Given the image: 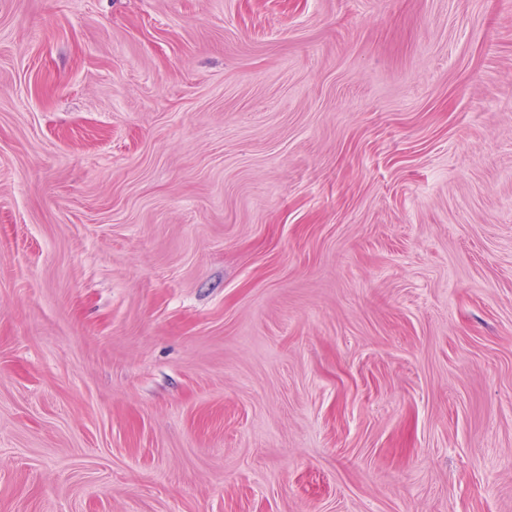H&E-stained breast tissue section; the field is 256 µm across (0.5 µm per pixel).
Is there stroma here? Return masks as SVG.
Segmentation results:
<instances>
[{
  "label": "stroma",
  "mask_w": 512,
  "mask_h": 512,
  "mask_svg": "<svg viewBox=\"0 0 512 512\" xmlns=\"http://www.w3.org/2000/svg\"><path fill=\"white\" fill-rule=\"evenodd\" d=\"M0 512H512V0H0Z\"/></svg>",
  "instance_id": "1"
}]
</instances>
